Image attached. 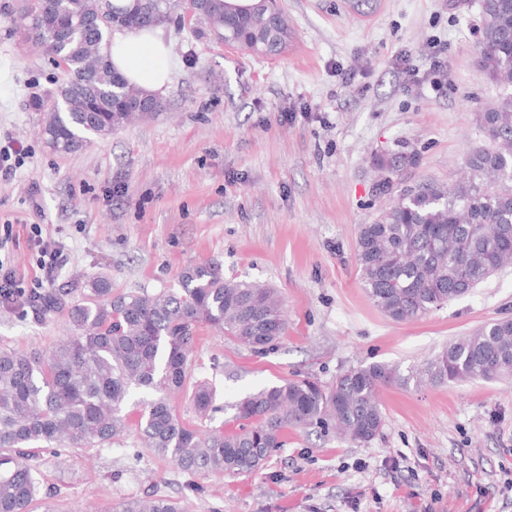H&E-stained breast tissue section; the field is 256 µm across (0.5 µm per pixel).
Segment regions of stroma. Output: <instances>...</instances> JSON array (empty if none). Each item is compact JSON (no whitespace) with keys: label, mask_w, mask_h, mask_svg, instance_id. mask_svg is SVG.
<instances>
[{"label":"stroma","mask_w":512,"mask_h":512,"mask_svg":"<svg viewBox=\"0 0 512 512\" xmlns=\"http://www.w3.org/2000/svg\"><path fill=\"white\" fill-rule=\"evenodd\" d=\"M346 2L278 0L295 40L272 57L199 26H158L173 61L164 111L63 154L26 103L64 74L27 44L17 0H0V142L28 150L15 177L0 179V261L30 284L37 224L69 255L61 292L98 273L116 295L174 288L202 262L279 292L287 329L265 353L199 329L191 375L216 388V409L199 418L186 391L171 403L201 431L231 424L232 404L262 387L328 384L373 363L405 376L512 316L510 266L419 319L392 321L368 298L355 257L359 226L400 188L454 183L484 143L479 115L501 90L478 68L480 0ZM403 54L414 80L395 65ZM439 57L448 68L438 80ZM403 153L414 163L377 171ZM67 334L63 311L37 318L0 305V349L46 351ZM378 399L384 426L369 443L292 429L262 470L239 478H188L132 434L91 453L47 450L34 512H108L150 492L188 512H512V380L395 382Z\"/></svg>","instance_id":"1"}]
</instances>
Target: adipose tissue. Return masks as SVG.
Wrapping results in <instances>:
<instances>
[{
  "label": "adipose tissue",
  "instance_id": "obj_1",
  "mask_svg": "<svg viewBox=\"0 0 512 512\" xmlns=\"http://www.w3.org/2000/svg\"><path fill=\"white\" fill-rule=\"evenodd\" d=\"M112 64L131 84L154 94L163 90L172 72L171 58L163 40L142 32L115 38Z\"/></svg>",
  "mask_w": 512,
  "mask_h": 512
}]
</instances>
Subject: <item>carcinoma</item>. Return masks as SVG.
<instances>
[{
	"label": "carcinoma",
	"instance_id": "carcinoma-1",
	"mask_svg": "<svg viewBox=\"0 0 512 512\" xmlns=\"http://www.w3.org/2000/svg\"><path fill=\"white\" fill-rule=\"evenodd\" d=\"M219 41L254 54L283 53L295 34L284 13L253 0H24L20 19L32 49L66 71L55 92L35 96L46 143L74 153L97 137L164 103L115 71V30L148 31L186 15ZM480 71L503 88L481 113L488 144L470 151L471 177L452 187L429 183L396 194L356 237V261L369 299L396 322L418 319L512 265V0H482ZM151 112H138V104ZM69 306L71 335L43 354L0 349V512H32L41 485L38 449L89 452L129 431L123 410L135 389L147 392L135 424L154 456L192 476H249L285 445L288 429H334L367 443L381 432L378 388L394 382L447 384L512 377V317L448 343L403 377L382 363L349 369L329 385L309 377L264 387L239 399L233 426L202 434L183 422L169 396L192 387L197 413L214 409L216 389L190 383L196 333L209 327L254 352L273 347L287 327L275 289L224 276L216 263L185 269L179 288L112 295L109 278L84 282ZM113 512H184L180 502L150 494L120 501Z\"/></svg>",
	"mask_w": 512,
	"mask_h": 512
}]
</instances>
